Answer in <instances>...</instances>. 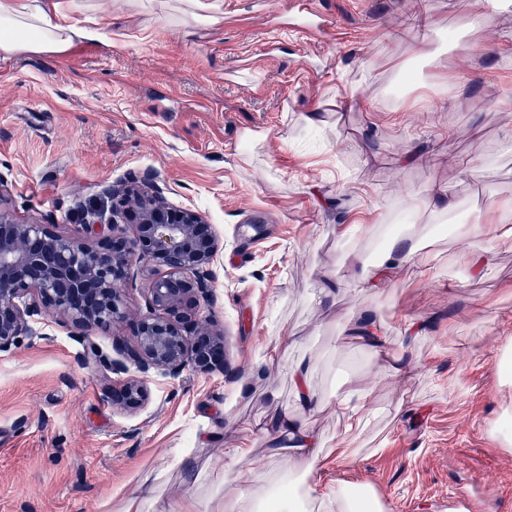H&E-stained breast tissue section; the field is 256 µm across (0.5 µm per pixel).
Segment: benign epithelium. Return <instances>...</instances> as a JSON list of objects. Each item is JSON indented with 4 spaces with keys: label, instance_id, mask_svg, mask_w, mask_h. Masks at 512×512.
<instances>
[{
    "label": "benign epithelium",
    "instance_id": "obj_1",
    "mask_svg": "<svg viewBox=\"0 0 512 512\" xmlns=\"http://www.w3.org/2000/svg\"><path fill=\"white\" fill-rule=\"evenodd\" d=\"M157 179L149 173L142 188L112 192L108 214L84 212L83 234L16 219L4 206L0 183V352L39 335L36 317L46 314L76 330L107 332L127 318L123 286L137 261L150 270L147 301L155 315L135 323L133 345L115 342L121 358L110 359L89 344L81 361L102 363L114 374L126 373L130 363L142 374L162 370L174 378L186 370L224 371V336L194 313L197 303L214 302L209 266L218 249L212 225L194 210L170 208ZM129 222L136 225L130 239L118 230ZM104 225L112 233L90 240L93 229ZM146 399L138 379L112 390V401L127 408Z\"/></svg>",
    "mask_w": 512,
    "mask_h": 512
}]
</instances>
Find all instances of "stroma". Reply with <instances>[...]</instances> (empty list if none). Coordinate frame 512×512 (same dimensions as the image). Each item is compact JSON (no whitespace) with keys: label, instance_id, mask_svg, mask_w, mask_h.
Segmentation results:
<instances>
[{"label":"stroma","instance_id":"1","mask_svg":"<svg viewBox=\"0 0 512 512\" xmlns=\"http://www.w3.org/2000/svg\"><path fill=\"white\" fill-rule=\"evenodd\" d=\"M327 41L293 28L289 0H224L214 26L179 25L142 0H94L104 32L58 53L0 55V179L17 218L74 232L75 212L108 209L107 188L160 175L169 204L212 224L215 303L201 309L224 335V369L143 377L147 401L113 405L121 377L83 366L84 342L112 354L131 323L78 336L54 318L0 352V512H122L154 486L149 512L179 498L233 501L259 512L275 474L266 435L291 411L289 365L304 360L319 407L300 415L329 454V486L367 487L383 512H450L458 491L492 493L512 512V431L496 359L512 341V245L490 244L474 271L454 227L512 204V0L491 44L474 47L466 94L434 91L448 34L471 28L489 0H315ZM427 46L430 57L417 54ZM319 113L322 124L307 123ZM421 148L417 162L405 151ZM450 190L456 210L408 214L403 198ZM372 224V239L347 237ZM412 233L430 276L407 263L375 293L357 272L389 232ZM335 298L323 297L326 282ZM391 347L417 363L392 384L355 340L370 313ZM414 316L424 335L403 340ZM292 345L261 362L276 338ZM373 412L349 439L338 411L353 388ZM350 441L356 454L337 459ZM251 447L254 497H240L230 448Z\"/></svg>","mask_w":512,"mask_h":512}]
</instances>
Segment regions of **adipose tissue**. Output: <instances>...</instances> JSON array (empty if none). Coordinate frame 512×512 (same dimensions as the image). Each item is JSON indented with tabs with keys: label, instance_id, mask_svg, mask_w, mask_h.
Instances as JSON below:
<instances>
[{
	"label": "adipose tissue",
	"instance_id": "1",
	"mask_svg": "<svg viewBox=\"0 0 512 512\" xmlns=\"http://www.w3.org/2000/svg\"><path fill=\"white\" fill-rule=\"evenodd\" d=\"M171 19L216 25L224 18L223 0H161ZM91 0H0V54L20 50L60 52L73 42L98 40L101 31L87 17ZM456 238L473 265L484 264L487 242L512 238V229L488 224L482 219L457 227ZM419 247L411 236L388 238L373 268L362 269L359 280L364 288L376 291L386 287L394 272L410 259H418L420 274L430 270L427 259L419 258ZM361 339L382 363L386 377L399 381L409 376L412 367L392 356L387 327L380 315L369 317L361 329ZM291 379L295 407L273 422L269 454L277 461L294 464L295 472H283L274 482L278 494L274 512H357L355 501L345 489L324 486L313 473L321 462L322 440L298 421V416L314 408L318 396L309 381V368L293 363Z\"/></svg>",
	"mask_w": 512,
	"mask_h": 512
}]
</instances>
